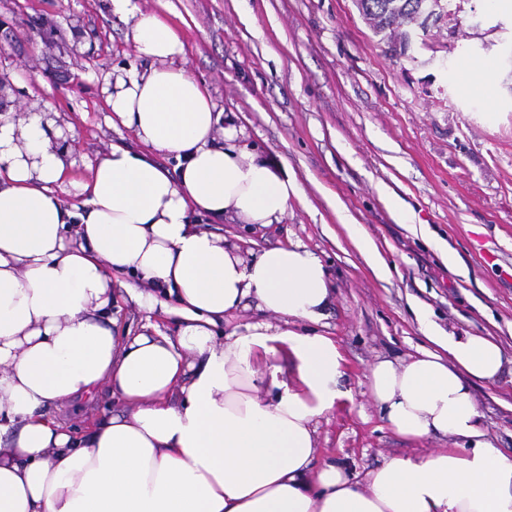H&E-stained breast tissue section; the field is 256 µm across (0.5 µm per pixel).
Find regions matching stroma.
Listing matches in <instances>:
<instances>
[{
    "label": "stroma",
    "mask_w": 512,
    "mask_h": 512,
    "mask_svg": "<svg viewBox=\"0 0 512 512\" xmlns=\"http://www.w3.org/2000/svg\"><path fill=\"white\" fill-rule=\"evenodd\" d=\"M178 31L176 64L234 113L240 138L295 176L303 201L280 222L207 224L246 258L302 243L334 288L324 331L345 358V398L317 423L316 460L363 474L390 456L444 447L394 434L366 374L380 358L427 341V311L444 333L490 336L503 350L497 381L473 391L490 435L512 457V12L488 0H441L444 17L407 47L373 33L355 0H134ZM134 19L110 0H0V78L14 116L46 112L73 140L67 206H79L97 158L132 130L112 125L115 80L144 70ZM494 120H487V112ZM409 211L398 223L394 206ZM360 225L389 272L378 274L342 217ZM459 260L448 270L432 239ZM495 250L486 262L480 247Z\"/></svg>",
    "instance_id": "1"
}]
</instances>
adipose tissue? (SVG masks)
<instances>
[{"mask_svg":"<svg viewBox=\"0 0 512 512\" xmlns=\"http://www.w3.org/2000/svg\"><path fill=\"white\" fill-rule=\"evenodd\" d=\"M131 41L149 66L108 105L142 148L100 156L82 206L64 204L72 147L52 119L0 114V512H512V457L472 390L502 369L485 336L425 322L428 347L368 369L392 432L448 448L386 458L361 481L316 463L317 421L343 396V356L321 331L328 269L299 243L248 259L198 228L277 223L302 189L239 145L241 128L175 65L170 23L137 12ZM119 284L174 316L175 333L148 321L119 335ZM248 300L264 320L225 330ZM102 387L117 407L81 431L62 420Z\"/></svg>","mask_w":512,"mask_h":512,"instance_id":"ef3b65f1","label":"adipose tissue"}]
</instances>
